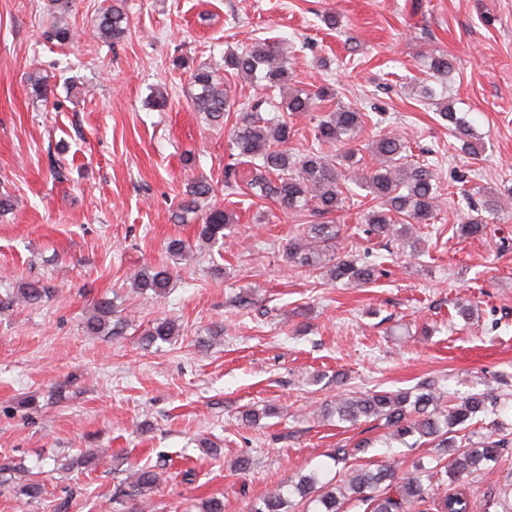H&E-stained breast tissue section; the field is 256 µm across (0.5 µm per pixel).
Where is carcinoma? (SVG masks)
Instances as JSON below:
<instances>
[{
	"mask_svg": "<svg viewBox=\"0 0 512 512\" xmlns=\"http://www.w3.org/2000/svg\"><path fill=\"white\" fill-rule=\"evenodd\" d=\"M130 20L124 0H112L101 11L95 25L94 38L105 44L120 41L129 30ZM77 37L63 17H58L50 38L69 44ZM289 61L274 42H256L242 51L224 53V75L208 65H200L191 73L194 92L191 104L195 111L205 113L219 126L231 120V113L242 112L229 130V159L224 165V187L235 192L244 189L259 199H272L289 213L302 216L312 210L318 216L333 215L343 208L350 180L348 165L354 151L337 155L322 151L324 146L342 147L357 140L365 125L366 113L356 106L336 103V108L313 116L315 146L303 153L288 149L294 136V126L287 114L315 113L327 101L326 89L310 91L294 88L284 91L290 80ZM453 64L441 54L430 59V70L441 80L448 78ZM242 79L261 89L272 90L273 96H260L240 104L230 98L226 78ZM31 92L41 98L48 96V77L34 72L28 76ZM448 129L465 146L468 154L477 153L470 141L473 133L466 119L444 105L439 110ZM408 146L403 139L380 136L371 142L376 165L354 180V184L371 195L364 214L366 232L373 236L394 237L410 248L415 257L420 239L412 238V226L427 224L434 218L439 201L437 178L427 163L407 162ZM212 186L201 177L190 183L179 206L178 220L183 214L199 211ZM235 223L234 214L213 205L208 207L199 225L197 239L213 246L228 237L225 230ZM461 236L486 234V220L471 218L459 225ZM340 225L331 220L310 224L306 232L288 240L284 252L288 262L300 268L323 269L333 283L367 286L376 281L378 269L371 262L338 252ZM170 274L161 267H143L133 279L140 294L161 297L167 293ZM48 289L26 284L18 289L14 301L33 303L45 296ZM116 306L109 299L99 300L84 329L91 336H119L121 320H112ZM179 335L172 319H160L147 329L142 342L149 346L161 341L171 342ZM334 413L342 423L356 424L361 419L382 420L395 440L417 436L442 449L443 457L427 467L418 463L412 470L400 474V462L393 459L376 470L353 469L341 483L321 481L318 473L300 475L284 485L268 491L254 504L250 512H288L292 498L307 505V512H344L347 501L364 506V512H512V487L490 495L474 489L481 471L498 462L512 447V438L502 433V426L491 420L493 432L457 441V433L467 429L474 419L499 414L497 398L488 392L469 394L460 399L444 400V395L430 383L416 392L373 390L360 396L336 400ZM103 448H87L72 458L68 466L91 468L105 456ZM25 468L9 456L0 458V483H17L16 497L27 504L43 499L45 484L34 478H23ZM158 466H134L127 476V489L121 491L126 512H146L151 506V494L158 489Z\"/></svg>",
	"mask_w": 512,
	"mask_h": 512,
	"instance_id": "1",
	"label": "carcinoma"
}]
</instances>
